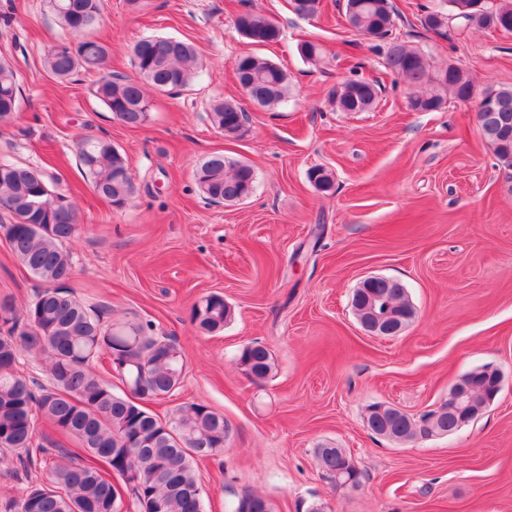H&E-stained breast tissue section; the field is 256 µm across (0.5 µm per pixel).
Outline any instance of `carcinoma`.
<instances>
[{"instance_id": "obj_1", "label": "carcinoma", "mask_w": 512, "mask_h": 512, "mask_svg": "<svg viewBox=\"0 0 512 512\" xmlns=\"http://www.w3.org/2000/svg\"><path fill=\"white\" fill-rule=\"evenodd\" d=\"M476 0H443L426 10L424 29L447 35L476 25L491 30L512 21V0H491L478 22H473ZM296 15L312 17L319 0H291ZM64 38L51 46L46 68L60 79L82 69L96 76L93 93L121 124L138 128L150 117L149 90L167 93L180 90L198 78L202 63L192 43L171 37L147 35L132 48L136 76L108 68L109 47L86 37L103 14V0H51ZM344 13L351 14L350 30L368 39L385 35L395 25L390 0H345ZM237 30L249 43L265 46L282 38L283 29L274 20L247 9L237 19ZM303 61L323 59L322 47L311 41L298 45ZM385 67L400 77L413 94L409 108L415 112H437L452 97L474 101L476 87L459 66H433L417 49L395 40L389 43ZM240 88L255 106L274 110L288 103L291 85L288 73L255 54L240 55L235 67ZM379 88L366 80L349 78L333 93L332 103L341 112H368ZM18 74L11 62L0 58V123L13 119L19 109ZM492 99L489 108L477 110L485 141L507 167H512V86L482 90ZM211 124L227 137L246 132L248 115L234 98L214 101ZM80 166L90 175L91 187L112 206H125L134 194V184L124 156L102 138L76 142ZM196 185L215 204L238 203L254 190V169L243 162L214 154L196 169ZM309 181L321 192L333 187V174L322 167L308 172ZM0 207L10 215L0 224L12 251L41 284L28 304L25 319L0 320V457L15 455L27 468L33 454L45 452L35 443L41 425L72 437L78 450L57 448L48 464L49 477L30 483L20 499L0 504L3 512H203L201 487L194 462L224 451L230 432L224 414L201 403L182 404L162 418L143 406L152 400L173 396L186 372L185 353L172 336L154 332L150 322L102 323L101 313L86 308L69 287L73 259L68 244L80 231L78 210L68 196L53 192L42 172L6 159L0 160ZM386 308L399 322L410 324L413 306L403 284L383 280L355 289L352 309L364 321L373 306ZM224 298L210 294L194 306L191 321L203 332L213 333L230 321ZM37 353L45 360L49 385L17 372L22 353ZM108 359L110 376L125 390L117 393L112 382L94 372L96 361ZM236 363L247 364L253 382L269 378L274 368L270 351L253 343L242 347ZM493 378L481 373L468 400L474 415L488 407L486 399ZM389 426L386 439L405 444L429 437L428 431L395 407L374 415L370 426ZM432 428L450 436L460 428L454 416L444 413ZM320 469L336 479L353 475L351 456L343 448H319ZM122 476L125 488L112 483V473ZM263 496L246 492L228 505L229 512H251L250 503Z\"/></svg>"}]
</instances>
